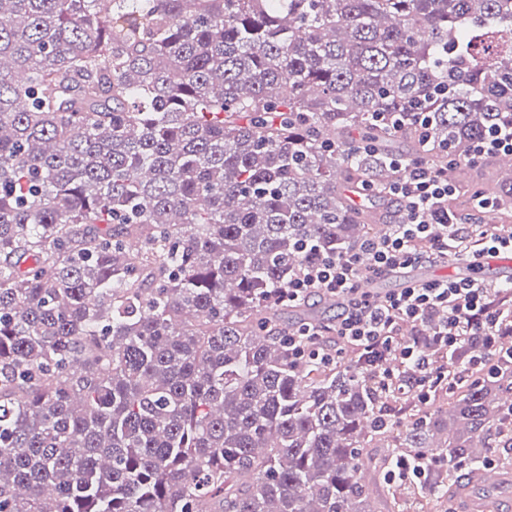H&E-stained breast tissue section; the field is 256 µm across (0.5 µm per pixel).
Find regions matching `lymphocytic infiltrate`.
I'll list each match as a JSON object with an SVG mask.
<instances>
[{"instance_id":"obj_1","label":"lymphocytic infiltrate","mask_w":512,"mask_h":512,"mask_svg":"<svg viewBox=\"0 0 512 512\" xmlns=\"http://www.w3.org/2000/svg\"><path fill=\"white\" fill-rule=\"evenodd\" d=\"M393 180L384 188L404 218L382 236L354 248L326 254L297 269L283 293L288 303L316 294L340 297L336 320L311 324L288 335V350L299 360L333 364L348 348H358L364 366L375 371L383 394L396 398L416 392L428 404L436 390L452 393L455 378L442 357L472 344L468 372L478 377L491 367L490 351L512 359V288L478 279L414 283L375 296L366 282L421 262H447L449 253L485 255L512 251V228L492 230L462 222L448 209L457 188L447 168L423 161L392 162Z\"/></svg>"}]
</instances>
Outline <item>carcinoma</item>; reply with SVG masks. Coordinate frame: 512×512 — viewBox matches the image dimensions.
<instances>
[{
    "instance_id": "cac0c4a2",
    "label": "carcinoma",
    "mask_w": 512,
    "mask_h": 512,
    "mask_svg": "<svg viewBox=\"0 0 512 512\" xmlns=\"http://www.w3.org/2000/svg\"><path fill=\"white\" fill-rule=\"evenodd\" d=\"M426 94L429 143L378 120ZM509 120L512 0H0V512L448 501L512 448V361L405 419L289 356L279 293L389 230L351 194L390 159ZM399 455L443 468L370 494Z\"/></svg>"
}]
</instances>
